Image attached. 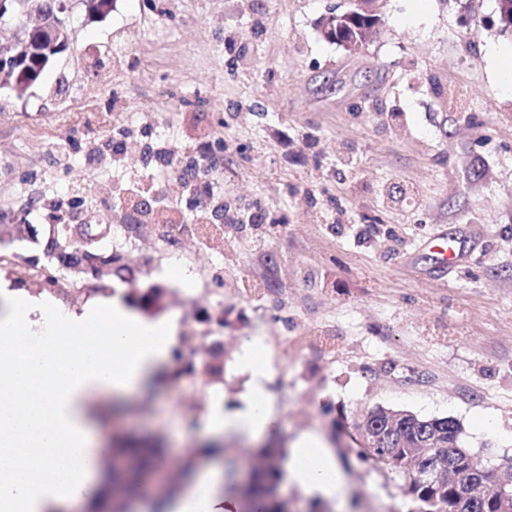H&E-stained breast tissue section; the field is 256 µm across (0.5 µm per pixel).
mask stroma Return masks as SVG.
<instances>
[{
    "label": "stroma",
    "mask_w": 512,
    "mask_h": 512,
    "mask_svg": "<svg viewBox=\"0 0 512 512\" xmlns=\"http://www.w3.org/2000/svg\"><path fill=\"white\" fill-rule=\"evenodd\" d=\"M350 0H76L71 45L31 95L0 93V279L57 294L63 271L29 224H122L106 253L121 274L94 295L182 315L177 348L223 319L222 381L163 372L122 429L200 445L193 420L212 395L239 406L236 358L265 338L273 439L324 440L345 473L343 500L283 486L288 512H412L404 479L362 460L369 410L450 417L484 465L512 458V33L496 0H376V34L349 50L320 19ZM68 90L52 92L57 79ZM211 190L199 199L183 174ZM188 224H228L223 242L170 243L136 219L130 190ZM458 233L468 257L440 270L423 245ZM179 264L191 285L165 273ZM264 284L246 296L243 279Z\"/></svg>",
    "instance_id": "1"
}]
</instances>
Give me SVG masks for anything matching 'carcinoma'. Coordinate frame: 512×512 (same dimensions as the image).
I'll return each instance as SVG.
<instances>
[{
  "instance_id": "1",
  "label": "carcinoma",
  "mask_w": 512,
  "mask_h": 512,
  "mask_svg": "<svg viewBox=\"0 0 512 512\" xmlns=\"http://www.w3.org/2000/svg\"><path fill=\"white\" fill-rule=\"evenodd\" d=\"M112 238L105 224H58L43 244V255L72 278L73 284L100 274V265L112 263L101 244ZM201 344H209L205 356L181 364L175 375L204 373L223 375L221 343L206 332ZM361 424L380 435L364 456L405 479V495L415 503L413 512H500L502 500L512 501V482L501 478V467L484 466L460 445L462 428L453 418H421L413 413L377 407L366 413ZM112 455L127 458L132 466L122 472L113 495L123 500L141 492V478L147 470H160L166 461L159 444L134 439L125 446H113ZM280 449L273 444L260 448L250 481L238 491L247 496L254 512H285V503L275 495L281 478ZM491 486L488 498L465 501L463 494L472 481Z\"/></svg>"
}]
</instances>
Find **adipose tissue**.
<instances>
[{"instance_id":"adipose-tissue-1","label":"adipose tissue","mask_w":512,"mask_h":512,"mask_svg":"<svg viewBox=\"0 0 512 512\" xmlns=\"http://www.w3.org/2000/svg\"><path fill=\"white\" fill-rule=\"evenodd\" d=\"M177 319L151 318L119 297L98 296L81 308H61L49 294L0 280V512H70L107 508V470L99 435L114 402L138 394L171 356ZM100 336L98 348L85 345ZM263 336L242 347L237 362L250 377L241 405L227 411L212 397L203 430L214 440L261 439L271 424ZM284 482L339 498L344 474L322 438L305 434L283 467ZM229 474L215 463L181 479L167 512H233Z\"/></svg>"}]
</instances>
